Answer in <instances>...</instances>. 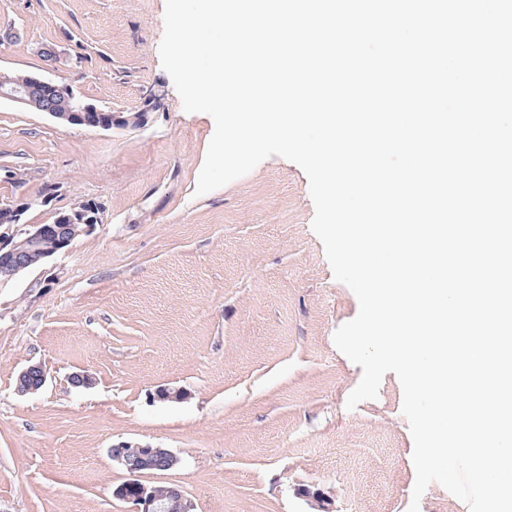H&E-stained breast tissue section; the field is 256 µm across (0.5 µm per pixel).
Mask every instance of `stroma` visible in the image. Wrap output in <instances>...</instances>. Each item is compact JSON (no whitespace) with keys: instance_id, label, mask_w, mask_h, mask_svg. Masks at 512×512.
I'll return each instance as SVG.
<instances>
[{"instance_id":"35a3bbf8","label":"stroma","mask_w":512,"mask_h":512,"mask_svg":"<svg viewBox=\"0 0 512 512\" xmlns=\"http://www.w3.org/2000/svg\"><path fill=\"white\" fill-rule=\"evenodd\" d=\"M165 0H0V69L48 74L141 126L93 130L0 101V204L52 223L95 203V233L0 290V512H129L121 442L166 448L193 512H407L415 483L402 388L347 409L362 369L335 346L358 299L311 223L305 172L271 156L195 196L214 121L162 68ZM50 45L79 55L49 71ZM45 385L21 395L20 372ZM76 374L90 387L75 386ZM163 389L185 399H160Z\"/></svg>"}]
</instances>
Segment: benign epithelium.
<instances>
[{
    "instance_id": "obj_1",
    "label": "benign epithelium",
    "mask_w": 512,
    "mask_h": 512,
    "mask_svg": "<svg viewBox=\"0 0 512 512\" xmlns=\"http://www.w3.org/2000/svg\"><path fill=\"white\" fill-rule=\"evenodd\" d=\"M2 99L25 110L44 112L60 123L89 129L141 126L147 120V113L141 109L129 117H122L84 101L72 86L40 75H29L9 89L1 88ZM27 209L28 203L21 200L0 204V224L7 227V231L0 232V289L11 285L35 264L42 265L66 251L74 238L92 235L100 222L99 215H89L82 202L74 204L65 214L58 213L54 220L58 224L56 228L23 222L22 217ZM129 448L134 449L135 456H129ZM111 454L112 460L129 474L124 485L113 491V496L132 504L133 512H193L191 501L179 486L173 484L167 493L162 494L158 486L141 480L145 470L141 461L162 458L167 460V468L171 469L178 464V457L172 451L122 443L112 446ZM301 496L310 502L314 512H333L328 499L321 492L307 488L302 490Z\"/></svg>"
}]
</instances>
